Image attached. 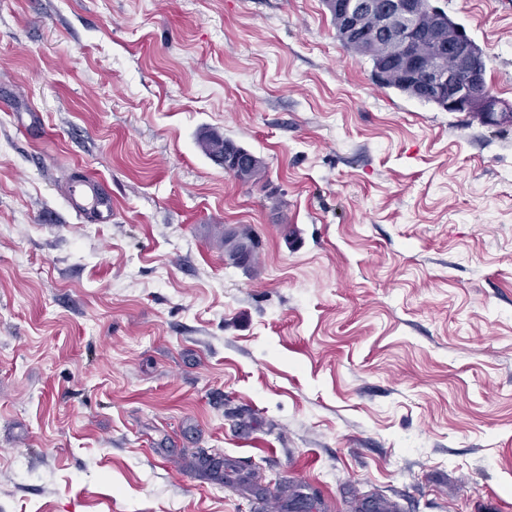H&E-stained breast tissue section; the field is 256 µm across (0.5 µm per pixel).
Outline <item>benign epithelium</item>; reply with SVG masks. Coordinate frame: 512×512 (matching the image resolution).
I'll use <instances>...</instances> for the list:
<instances>
[{"instance_id": "7a95c632", "label": "benign epithelium", "mask_w": 512, "mask_h": 512, "mask_svg": "<svg viewBox=\"0 0 512 512\" xmlns=\"http://www.w3.org/2000/svg\"><path fill=\"white\" fill-rule=\"evenodd\" d=\"M439 0H327L348 41L371 34L401 45L394 72L410 88L426 85L447 112H465L491 126L512 124V105L504 103L486 81L482 48L438 5ZM415 35L429 50L409 48ZM225 171L247 184L257 158L238 145H226L220 157Z\"/></svg>"}]
</instances>
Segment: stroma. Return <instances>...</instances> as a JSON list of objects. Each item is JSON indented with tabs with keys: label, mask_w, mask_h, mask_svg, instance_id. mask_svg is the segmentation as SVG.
Wrapping results in <instances>:
<instances>
[{
	"label": "stroma",
	"mask_w": 512,
	"mask_h": 512,
	"mask_svg": "<svg viewBox=\"0 0 512 512\" xmlns=\"http://www.w3.org/2000/svg\"><path fill=\"white\" fill-rule=\"evenodd\" d=\"M371 70L325 0H0V512H512V125ZM211 137L203 135L200 139V146L205 153V155L212 159L215 154V149L213 144V148H208V145L211 142H214V138L216 140L221 139V145L224 146V150L222 152V156L219 159L222 161L223 167L225 171L231 174L235 179L240 181L241 183L247 184L250 182V175L253 169L257 164V158L245 151L238 145H224V141H228L234 143L230 139H226L220 135H210ZM67 202L78 215L95 212L101 222H107L112 212V194L102 188L95 177H86L70 184ZM232 243L228 249V257L234 263H250L257 256L262 245L260 237L254 235L249 229H242L229 236Z\"/></svg>",
	"instance_id": "stroma-1"
}]
</instances>
